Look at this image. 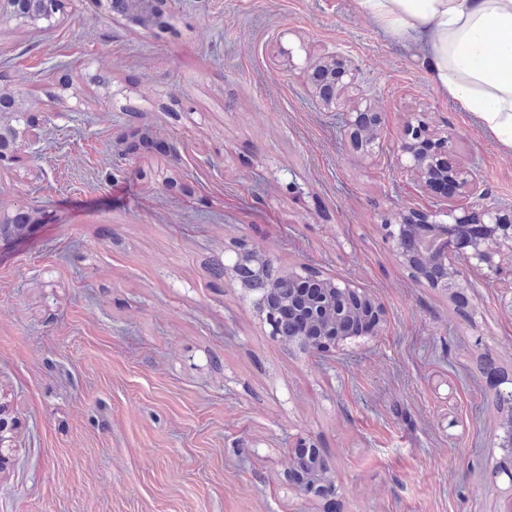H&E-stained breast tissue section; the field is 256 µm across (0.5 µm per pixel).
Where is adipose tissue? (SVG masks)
<instances>
[{
  "instance_id": "obj_1",
  "label": "adipose tissue",
  "mask_w": 512,
  "mask_h": 512,
  "mask_svg": "<svg viewBox=\"0 0 512 512\" xmlns=\"http://www.w3.org/2000/svg\"><path fill=\"white\" fill-rule=\"evenodd\" d=\"M365 18L418 48L432 82L512 152V0H358Z\"/></svg>"
}]
</instances>
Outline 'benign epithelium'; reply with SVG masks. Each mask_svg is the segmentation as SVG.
Wrapping results in <instances>:
<instances>
[{
    "mask_svg": "<svg viewBox=\"0 0 512 512\" xmlns=\"http://www.w3.org/2000/svg\"><path fill=\"white\" fill-rule=\"evenodd\" d=\"M112 16L130 13L150 21L168 0H98ZM63 0H0V22H42L52 28L61 22ZM307 79L318 101L330 107L339 84L355 85L357 72L338 57L306 66ZM364 111L336 114L354 149L373 154L384 147L381 113L369 99ZM34 108L28 109L21 125L0 123V166L18 163L22 148L41 137ZM451 136L430 133L427 114L417 113L404 130L399 145L402 167L415 174L417 186L433 200L431 208L395 215L389 237L400 262L416 280L430 288H467L460 270L485 265L499 270L495 257L512 249V208L487 200L481 175L474 165H454L448 161ZM248 272L285 277L292 288L284 296L270 287L255 304L266 315L270 335L287 345H296L312 355L341 350L353 339L352 326L377 333L385 322V309L376 298L348 279H332L311 273L301 266L278 273L271 260L256 248L242 247L224 262V275L241 282ZM291 471L302 474L297 482L301 494L321 499L336 493L320 451L309 448L305 456L292 455Z\"/></svg>",
    "mask_w": 512,
    "mask_h": 512,
    "instance_id": "7a95c632",
    "label": "benign epithelium"
}]
</instances>
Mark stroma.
Segmentation results:
<instances>
[{
	"mask_svg": "<svg viewBox=\"0 0 512 512\" xmlns=\"http://www.w3.org/2000/svg\"><path fill=\"white\" fill-rule=\"evenodd\" d=\"M64 11L0 25V93L42 123L0 168V214L31 218L0 249V512H326L288 477L303 444L335 512H512L493 446L512 418V253L464 270L457 299L415 281L382 224L430 204L397 156L411 113L511 205L512 154L357 0H173L147 25ZM336 55L361 84L335 112L366 93L382 152H354L312 96L307 61ZM241 242L365 288L378 335L321 357L270 336L211 273Z\"/></svg>",
	"mask_w": 512,
	"mask_h": 512,
	"instance_id": "obj_1",
	"label": "stroma"
}]
</instances>
